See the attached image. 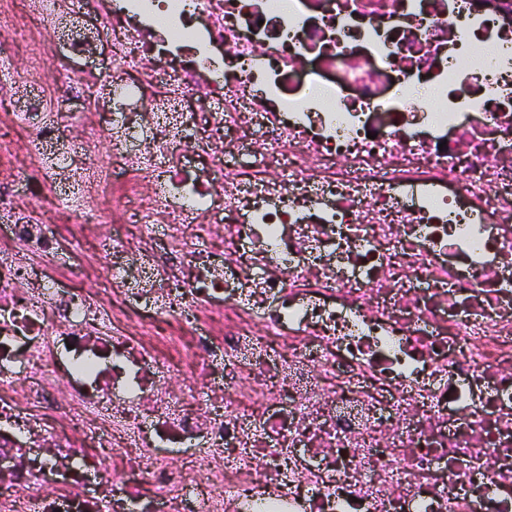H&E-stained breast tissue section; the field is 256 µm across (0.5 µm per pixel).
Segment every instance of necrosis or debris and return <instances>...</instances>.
Wrapping results in <instances>:
<instances>
[{"instance_id":"necrosis-or-debris-1","label":"necrosis or debris","mask_w":512,"mask_h":512,"mask_svg":"<svg viewBox=\"0 0 512 512\" xmlns=\"http://www.w3.org/2000/svg\"><path fill=\"white\" fill-rule=\"evenodd\" d=\"M0 27V512H512V0Z\"/></svg>"}]
</instances>
